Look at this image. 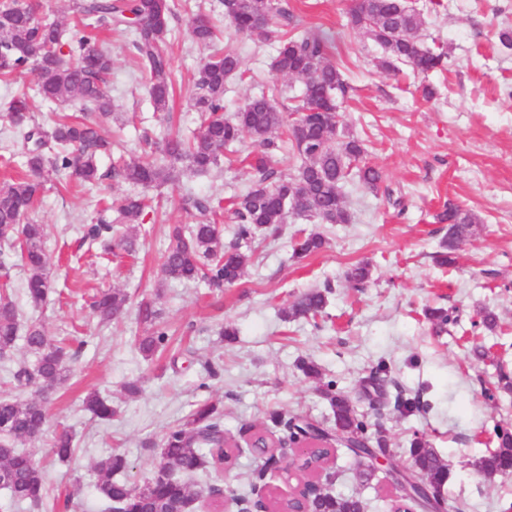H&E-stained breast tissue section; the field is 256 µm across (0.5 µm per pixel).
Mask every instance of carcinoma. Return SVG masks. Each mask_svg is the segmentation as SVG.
I'll return each mask as SVG.
<instances>
[{"label":"carcinoma","instance_id":"carcinoma-1","mask_svg":"<svg viewBox=\"0 0 512 512\" xmlns=\"http://www.w3.org/2000/svg\"><path fill=\"white\" fill-rule=\"evenodd\" d=\"M224 18L235 32L262 41L273 30L278 17L288 16L277 0H220ZM77 22L72 33L58 24H39L32 9L17 2L0 6V81L8 82L22 74L31 60L42 62L35 72L36 91L44 101L69 97L82 104L84 117L60 115L54 123L51 140L31 127L29 95H14L7 117L19 134L14 145L27 169L25 177L0 184V243H4L28 276L25 295L38 307L45 302L52 281L48 275L51 258L45 248L46 228L42 224H26L23 219L34 210L45 182L53 176L66 175L93 186L104 174L99 172L98 157L112 153V142L103 137L92 115L109 116L112 99L106 85L112 71V58L99 43L102 28L127 30L142 78L149 85L150 97L157 112L169 110L174 88L169 72V34L173 9L170 0H77ZM348 26L369 36L382 50L379 67L398 73L410 67L421 73L443 71L448 55L442 46L427 42L422 34L420 13L404 0H354L348 12ZM192 35L196 43L210 45L217 30L210 17L200 11L192 14ZM271 68L303 83L302 104L298 116L287 121L277 110L274 98L278 88L249 98L231 116L224 115V87L233 76H244L238 53L224 50L223 55L203 64L195 81L194 106L205 114L198 134L184 138L169 134L151 145L154 157L144 160L130 157L113 167L122 180L134 185L160 186L175 179L179 168L203 174L216 166L220 151L235 146L245 135L258 148L252 168L256 173L250 188L233 203L235 240L229 247L221 244L216 228L220 206L207 199L193 201L203 220L187 227L176 226L169 233V244L160 272L164 280L182 283L205 279L215 288L237 282L253 253V242L260 229H270L285 222L288 209L313 217L321 224H347L350 214L341 192L351 166L364 153V144L353 136L339 133L337 97L346 92L344 73L331 61L328 39L319 34H299L288 29L279 36V46ZM284 130L298 154L296 173L286 178L274 177L272 157L280 149L279 130ZM53 153V158L46 153ZM358 182L375 191L383 180L382 172L369 165L357 169ZM153 199L130 194L112 201L117 217L102 218L90 224L84 237L99 240L104 249L132 250L134 236L130 225L144 221L153 210ZM448 223V240L442 243L437 262L454 263L452 254L458 243L472 233L477 218L453 204L444 205L437 215ZM326 240L316 231L306 234L294 248L293 258L304 259L324 248ZM371 277L370 266L359 264L347 279L362 288ZM332 288L304 294L283 313V319L314 318L322 314L327 294ZM127 296L114 289L94 297L92 310L103 320L122 314ZM427 319L437 332H443L455 319L444 309H429ZM139 319L146 325V335L138 340L139 350L151 356L169 342L166 329L158 322L152 303L139 308ZM36 356L32 368H19L13 378L20 387L38 386L54 391L69 376V349L50 340L42 328L33 323L22 331L15 304L0 295V358L10 356L18 340ZM320 394L332 410L335 425L342 430L336 443L345 448L386 445L384 436L371 433L364 415L336 391L331 382ZM84 409L93 419L106 422L115 410L100 393H88ZM46 423L42 406L29 399L0 398V489L17 501L39 505L46 493L43 466L29 454L16 448L21 439L41 436ZM224 427L216 405H200L189 419L169 429L159 448V462L149 478L141 484L119 480L116 475L128 468L127 459L118 453L107 455L94 464L97 480L94 488L115 512H174L179 506L207 500L216 486H200L193 490L178 474L196 475L215 468L224 456ZM74 438L61 431L52 453L59 461L73 453ZM411 467L428 484L442 489L448 475V464L428 442L411 440ZM512 461V434H498V446L475 463L486 476L502 464ZM309 512H364L360 499L327 490L306 504Z\"/></svg>","mask_w":512,"mask_h":512}]
</instances>
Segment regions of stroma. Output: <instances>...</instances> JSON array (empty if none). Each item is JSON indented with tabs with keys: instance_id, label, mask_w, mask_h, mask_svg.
<instances>
[{
	"instance_id": "stroma-1",
	"label": "stroma",
	"mask_w": 512,
	"mask_h": 512,
	"mask_svg": "<svg viewBox=\"0 0 512 512\" xmlns=\"http://www.w3.org/2000/svg\"><path fill=\"white\" fill-rule=\"evenodd\" d=\"M350 4L287 0L285 7L294 32L330 40L347 82L339 128L364 142L368 162L384 174L383 187L372 192L352 180L344 183L350 223L319 226L292 211L277 230L259 231L240 280L222 289L204 282L160 284L162 255L169 226L195 220L190 198H236L251 184L254 172L241 160L253 148L251 139H243L239 153H221L207 174L184 172L172 183L142 190L158 206L142 224L133 252L89 245L81 227L95 223L99 209L113 199L140 191L109 178L113 155L139 156L145 138L199 129L195 77L225 47L236 49L245 70L244 77L226 81V114L273 84L279 89L277 109L292 115L303 86L272 71L277 38L258 42L227 27L219 41L202 46L191 35L190 14L180 10L171 22L175 94L168 121L152 107L128 39L105 36L114 111L101 123L114 142L112 156L99 160L106 176L90 188L51 178L29 217L47 229L54 291L45 304L27 302L26 270L15 265L9 250L0 251L21 326L38 324L54 339L77 330L84 341L68 362L67 383L51 396L42 436L17 443L45 467L48 497L35 508L0 489V512H109L93 488L94 463L121 453L129 463L123 480L142 483L168 429L206 402L217 405L226 434L239 447L228 466L194 482L246 496L248 477L258 466L247 445L251 434L272 427L277 417H299L333 431L332 411L320 395L331 381L370 429H383L392 452L390 464L376 465L373 479L364 482L356 473L365 459L337 447L333 492L360 498L364 512H388L396 491L389 467L410 465V442L419 436L449 463L444 497L456 500L463 512H512V479L488 480L473 467L496 447L498 431L512 432V49L497 35L502 25H512V0H441L437 8L416 0L425 34L448 52L447 71L426 75L407 67L395 75L378 68L380 47L347 24ZM33 80L28 70L13 85L0 84V179L13 176L21 163L4 148L5 104ZM426 86L435 89L434 97H423ZM447 201L479 222L458 245L455 264L442 266L435 256L448 227L436 216ZM314 229L324 234L326 247L294 261L295 241ZM361 262L369 264L372 277L356 288L346 273ZM324 287L330 294L317 321L282 319V310L300 295ZM102 288L127 296L124 313L104 324L87 306ZM144 301L160 311L170 336L169 345L148 358L138 351L145 333L138 309ZM437 307L456 319L440 334L425 316ZM487 311L497 317L495 330L479 325ZM225 327L232 335L220 336ZM304 361L319 367V378L303 374ZM373 375L389 381L391 401L378 414L363 396L364 382ZM130 382L140 385L139 393L126 392ZM94 390L111 399V422L93 420L84 410L83 400ZM397 397L421 406L398 411ZM64 427L74 432L75 444L71 457L60 462L50 445Z\"/></svg>"
}]
</instances>
